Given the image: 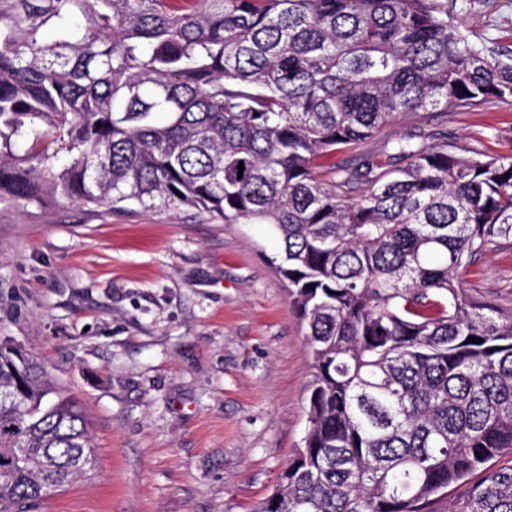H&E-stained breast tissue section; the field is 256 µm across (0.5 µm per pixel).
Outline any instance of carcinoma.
<instances>
[{"instance_id": "carcinoma-1", "label": "carcinoma", "mask_w": 512, "mask_h": 512, "mask_svg": "<svg viewBox=\"0 0 512 512\" xmlns=\"http://www.w3.org/2000/svg\"><path fill=\"white\" fill-rule=\"evenodd\" d=\"M491 99L512 102V51L475 42L448 0H12L0 195L272 226L312 379L303 444L258 512H429L451 486L448 512H512V467H485L512 454V321L460 286L512 239V156L419 132L386 164L317 171L399 112ZM94 456L78 402L1 346L0 512H32Z\"/></svg>"}]
</instances>
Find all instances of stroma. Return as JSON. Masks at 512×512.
Segmentation results:
<instances>
[{"label":"stroma","mask_w":512,"mask_h":512,"mask_svg":"<svg viewBox=\"0 0 512 512\" xmlns=\"http://www.w3.org/2000/svg\"><path fill=\"white\" fill-rule=\"evenodd\" d=\"M476 41L512 49V0H458ZM424 132L512 156V105L402 112L325 165L385 160ZM266 224L193 208L0 196V338L84 407L95 465L35 512H257L307 429L306 325ZM466 297L512 319V241L486 245Z\"/></svg>","instance_id":"35a3bbf8"}]
</instances>
